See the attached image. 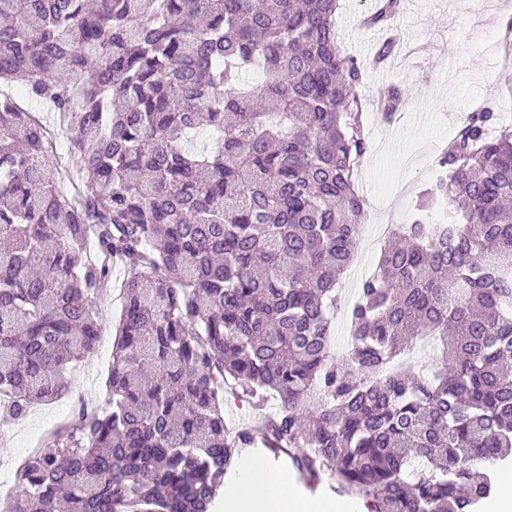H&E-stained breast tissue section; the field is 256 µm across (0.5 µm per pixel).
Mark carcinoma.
Wrapping results in <instances>:
<instances>
[{
    "instance_id": "cac0c4a2",
    "label": "carcinoma",
    "mask_w": 512,
    "mask_h": 512,
    "mask_svg": "<svg viewBox=\"0 0 512 512\" xmlns=\"http://www.w3.org/2000/svg\"><path fill=\"white\" fill-rule=\"evenodd\" d=\"M338 0H0V397L11 418L65 391L95 349L121 260L107 408L77 410L18 471L4 512H211L256 435L299 478L371 512H478L512 467V128L487 105L383 248L330 352L336 285L364 218L366 68ZM401 0L363 20L388 29ZM257 68L262 82L239 86ZM404 91L378 96L391 120ZM192 131L210 140L193 143ZM433 336L435 363H395ZM277 403L232 436L224 387ZM1 88L5 92V95L10 96L9 94H12L15 98H17L13 93V89L19 90V86L1 85ZM14 100L18 102V104L23 110L33 113L35 118L41 123L43 129L45 130V135L48 139V142H52L53 146L56 145L58 155L61 156L60 174H62V182H64L66 190L69 189L72 193H74L76 187L74 188V186L69 183L66 172L64 171L65 160L63 159V157L65 158L66 156L67 142L65 138L59 137L58 135L60 133V124H62L60 121V117L55 112H43L38 104L28 99H19L21 101H18L16 99Z\"/></svg>"
}]
</instances>
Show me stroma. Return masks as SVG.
Segmentation results:
<instances>
[{"label":"stroma","instance_id":"1","mask_svg":"<svg viewBox=\"0 0 512 512\" xmlns=\"http://www.w3.org/2000/svg\"><path fill=\"white\" fill-rule=\"evenodd\" d=\"M376 0H339L336 34L341 50L367 63L360 93L368 100L389 85L405 90L400 112L392 121L368 113V150L355 170V185L364 200L365 219L353 267L376 268L380 251L373 245L379 225L403 224L433 174L436 156L448 144L463 118L478 104L494 101L500 123L512 125V34L506 22L512 6L501 0H404L393 21L400 38L396 54L379 68L371 61L388 32L365 28L361 19ZM115 268L98 296L100 339L93 354L73 363L69 388L61 398L38 405L20 420L0 413V427L12 428L0 445V490L16 492L14 464L29 457L52 431L66 434L78 408H103L105 379L112 362L115 324L121 308ZM275 401L259 403L229 389L224 394V421L237 429L267 421Z\"/></svg>","mask_w":512,"mask_h":512}]
</instances>
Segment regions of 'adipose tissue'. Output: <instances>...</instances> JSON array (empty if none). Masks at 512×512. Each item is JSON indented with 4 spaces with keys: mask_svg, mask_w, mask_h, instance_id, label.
<instances>
[{
    "mask_svg": "<svg viewBox=\"0 0 512 512\" xmlns=\"http://www.w3.org/2000/svg\"><path fill=\"white\" fill-rule=\"evenodd\" d=\"M224 512H351V506L342 500L299 497L290 475L256 460L226 482Z\"/></svg>",
    "mask_w": 512,
    "mask_h": 512,
    "instance_id": "1",
    "label": "adipose tissue"
}]
</instances>
